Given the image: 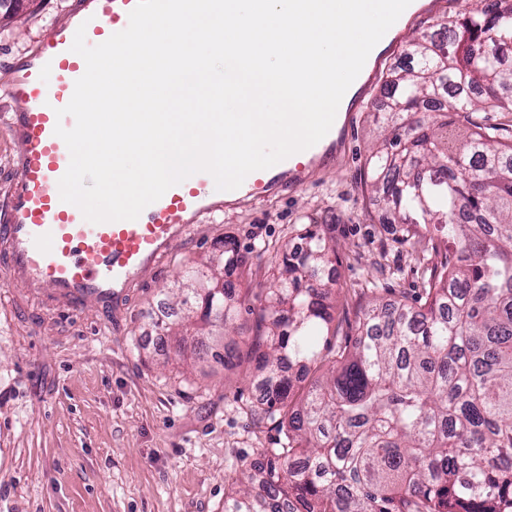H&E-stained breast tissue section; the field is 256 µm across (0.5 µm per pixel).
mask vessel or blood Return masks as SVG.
I'll return each mask as SVG.
<instances>
[{"label": "vessel or blood", "instance_id": "1", "mask_svg": "<svg viewBox=\"0 0 512 512\" xmlns=\"http://www.w3.org/2000/svg\"><path fill=\"white\" fill-rule=\"evenodd\" d=\"M137 0H73L64 20L52 25L24 59L12 60L5 84L4 117L18 146L12 159L16 176L0 205V251L17 282L39 288L50 300L69 307L93 303L111 313L132 288L173 252L202 216L255 197L283 195L301 185L315 161L336 158V134L301 151L300 162L285 159L250 173L234 190H217L205 172L171 187L138 219L94 224L60 198L58 182L70 154L54 133L72 128V116L57 117L75 82L86 69L71 45L78 28L97 45L124 30Z\"/></svg>", "mask_w": 512, "mask_h": 512}]
</instances>
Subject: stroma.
<instances>
[{"label": "stroma", "instance_id": "1", "mask_svg": "<svg viewBox=\"0 0 512 512\" xmlns=\"http://www.w3.org/2000/svg\"><path fill=\"white\" fill-rule=\"evenodd\" d=\"M478 0H430L407 15L345 127L334 165L280 197H258L207 216L133 288L118 318L94 304L67 310L33 286L16 284L0 253V512H224L238 467L274 447L279 435L256 413L263 398L244 360L222 366L178 357L157 326L159 305L178 308L171 286L229 239L248 259L228 288L254 329L256 296L268 287L284 250L305 230L337 244L331 335H353L371 298L410 301L452 244L434 227L408 236L384 223L366 187L375 121L386 103L383 78L404 60L412 36ZM70 0H22L0 22V63L29 52Z\"/></svg>", "mask_w": 512, "mask_h": 512}]
</instances>
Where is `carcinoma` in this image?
I'll list each match as a JSON object with an SVG mask.
<instances>
[{
  "label": "carcinoma",
  "mask_w": 512,
  "mask_h": 512,
  "mask_svg": "<svg viewBox=\"0 0 512 512\" xmlns=\"http://www.w3.org/2000/svg\"><path fill=\"white\" fill-rule=\"evenodd\" d=\"M405 55L383 94L390 119L421 117L375 144L366 185L394 223L435 224L456 245L424 303H373L325 352L336 246L317 231L283 253L248 308L251 336L217 290L247 265L235 245L183 272L192 296L165 325L176 353L203 351L206 327L222 326L212 358L232 363L248 347L260 418L282 434L242 464L224 512H512V132L471 119L512 112V0L438 21ZM293 369L315 373L298 395Z\"/></svg>",
  "instance_id": "1"
}]
</instances>
